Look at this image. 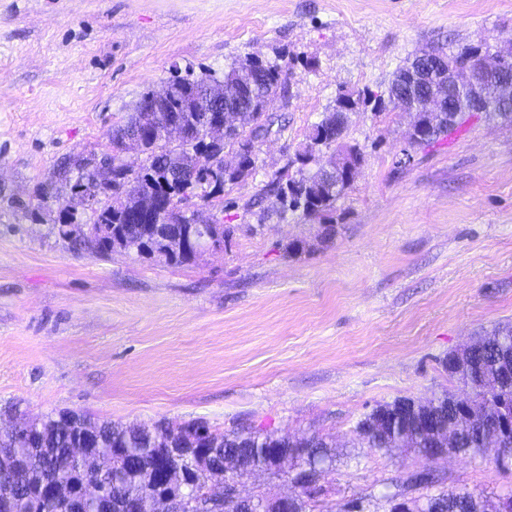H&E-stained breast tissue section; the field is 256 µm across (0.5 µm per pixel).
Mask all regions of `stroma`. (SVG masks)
I'll use <instances>...</instances> for the list:
<instances>
[{"label": "stroma", "instance_id": "35a3bbf8", "mask_svg": "<svg viewBox=\"0 0 512 512\" xmlns=\"http://www.w3.org/2000/svg\"><path fill=\"white\" fill-rule=\"evenodd\" d=\"M482 42L512 44V0H0V426L17 404L315 433L334 447L336 505L363 512L428 465L448 490H512L511 463L354 434L395 399L464 396L449 353L512 327V122L474 113L408 157L412 114L362 104L343 143L363 162L333 211L281 215L263 196L340 94H384L415 54ZM248 56L287 66L289 94L267 106L255 175L224 189L223 249L181 266L71 253L38 188L106 151L174 71ZM412 401L411 398H400L396 399L392 403H387L384 405H379L373 410L364 415L363 418H361L356 426H355V433L358 439V443L363 448H371L372 450L378 451V452H388L391 450V448H398L397 445V439L394 438L389 433L386 432H375L372 431L369 426L368 429L366 428V424L368 420L375 414L376 411L382 409L383 407H397L398 405L402 403H406Z\"/></svg>", "mask_w": 512, "mask_h": 512}]
</instances>
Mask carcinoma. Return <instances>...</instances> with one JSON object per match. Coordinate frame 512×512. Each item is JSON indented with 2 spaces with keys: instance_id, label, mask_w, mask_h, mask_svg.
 I'll return each mask as SVG.
<instances>
[{
  "instance_id": "obj_1",
  "label": "carcinoma",
  "mask_w": 512,
  "mask_h": 512,
  "mask_svg": "<svg viewBox=\"0 0 512 512\" xmlns=\"http://www.w3.org/2000/svg\"><path fill=\"white\" fill-rule=\"evenodd\" d=\"M428 54L440 57L446 68L463 70L475 57L489 55L487 44L465 47L447 54L432 49ZM410 70L405 66L394 75L388 87V99L394 110L413 109L419 124L432 125L427 139L418 141L409 136L412 149L429 147L465 123L466 114L475 107L470 89L464 87L451 100L455 125L448 127V110L437 112L427 109L428 98L414 95L407 97L404 76ZM478 82L483 92V113L492 118L512 122V103L498 98L495 80L480 76ZM168 90L148 92L138 101L134 112L125 123L112 128L108 135V150L102 156L119 159L124 139L139 131L142 143L134 145L145 155L144 164L137 170L112 169L111 186L100 183L96 168L88 167L80 159L59 169V181L67 188L62 195L53 185L44 186L39 192V207H53L68 214L84 205L88 196L99 189L93 218L83 223L76 233L57 229V234L67 242L68 249L77 256L105 257L112 252L113 243L123 242L128 253L156 255L174 265L189 264L195 256L180 249L178 236L182 227L201 217L203 213L224 206V187L244 181L255 171L256 143L269 132L272 124L266 113L269 99L281 89L288 92L287 80L276 65H266L256 58H247L230 67L218 76L206 71L194 79L172 76L165 82ZM235 91L246 97V109L250 110L249 130L244 125L231 121L224 133V148L216 149L205 133L202 100L206 96L223 98L224 93ZM170 117L181 119L188 127L197 128L191 142L172 143L162 137L164 123ZM347 119L336 112L323 115L313 124L306 135V142L295 155V159L306 158L294 177L283 179L274 176L265 185V193L271 206L279 213L301 212L308 218H316L335 209L336 202L350 187L343 178L342 168H308L307 160L315 152L342 148ZM231 148L242 154L240 163L228 168L224 165V149ZM153 196L163 198L166 208L160 218L151 217L144 223L132 224L129 216L142 201ZM471 364L464 367L459 379L478 382L477 400L468 416L456 415L450 408V398L431 402V413L443 426L452 429L454 441L449 448L451 454L491 455L495 461H512V435L503 438L493 427V421L504 418L512 420V384L497 382L496 367L512 366V329L505 328L472 345ZM382 406L364 415L356 426L358 443L363 448L388 452L397 447V439L386 432H375L366 427L373 413ZM97 432L101 449L88 461L77 462L69 458L68 449L75 446L81 428L86 423ZM218 450L219 461L228 458L235 463L238 476L245 477L256 471L281 474V471L266 468L263 449L281 444V435L275 432L259 433L242 428L231 433L213 429L208 424L192 421L179 427L157 422L151 427L124 426L109 420L90 421L76 411H60L32 420L20 419L14 430L0 435V512H70L68 497H52L47 506L28 495L31 486L38 483L55 485L67 481L77 490L85 482H94L105 490L110 501L134 500L137 502L155 494L154 477L162 470L176 471L189 468V460L175 461L163 455L168 443L174 442L185 448L193 447L198 440ZM402 442L418 450L430 448L429 429L418 427L405 434ZM298 447L288 449L284 462L292 463L299 471H319V479H325L332 470L334 456L332 445L320 435L297 440ZM197 489L185 490V512H198L195 498L200 490L213 496L224 493L226 478L224 466L202 465L197 467ZM436 476L429 477L416 486L417 496L407 497L406 512H435L440 503L448 504L452 512H475V500L480 494L469 491L448 493L438 489ZM331 489L318 485L306 490L299 498L297 512H334L329 505Z\"/></svg>"
}]
</instances>
